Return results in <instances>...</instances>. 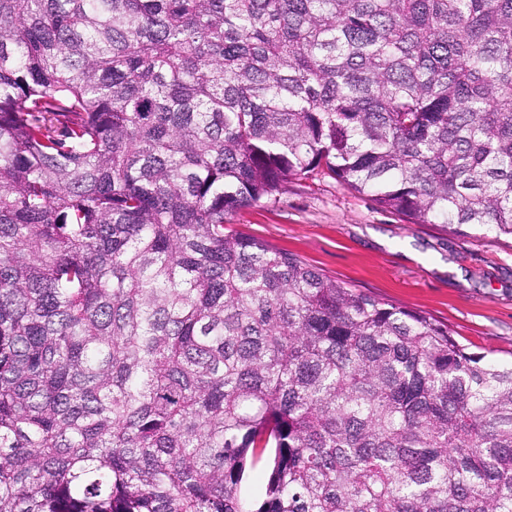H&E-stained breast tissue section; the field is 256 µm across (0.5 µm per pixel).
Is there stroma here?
Segmentation results:
<instances>
[{
	"mask_svg": "<svg viewBox=\"0 0 512 512\" xmlns=\"http://www.w3.org/2000/svg\"><path fill=\"white\" fill-rule=\"evenodd\" d=\"M227 227L448 325L473 352H512V248L493 235L408 223L329 177L289 181L271 201L232 215Z\"/></svg>",
	"mask_w": 512,
	"mask_h": 512,
	"instance_id": "35a3bbf8",
	"label": "stroma"
}]
</instances>
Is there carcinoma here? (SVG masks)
Returning a JSON list of instances; mask_svg holds the SVG:
<instances>
[{"label": "carcinoma", "instance_id": "cac0c4a2", "mask_svg": "<svg viewBox=\"0 0 512 512\" xmlns=\"http://www.w3.org/2000/svg\"><path fill=\"white\" fill-rule=\"evenodd\" d=\"M318 175L512 240V0H0V512H512L511 360L225 231Z\"/></svg>", "mask_w": 512, "mask_h": 512}]
</instances>
